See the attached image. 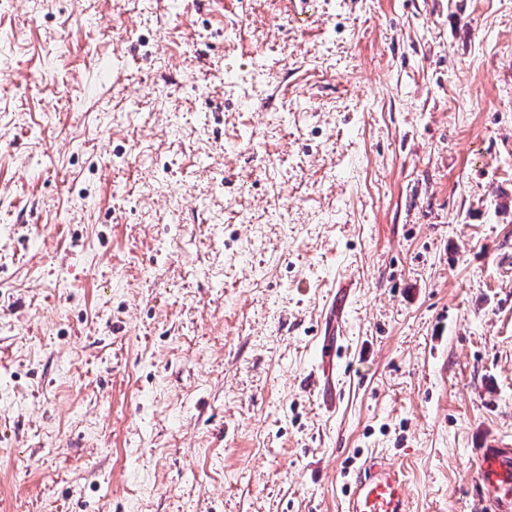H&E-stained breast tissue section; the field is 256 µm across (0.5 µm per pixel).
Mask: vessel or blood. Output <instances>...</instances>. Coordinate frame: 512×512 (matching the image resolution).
Returning a JSON list of instances; mask_svg holds the SVG:
<instances>
[{"label":"vessel or blood","mask_w":512,"mask_h":512,"mask_svg":"<svg viewBox=\"0 0 512 512\" xmlns=\"http://www.w3.org/2000/svg\"><path fill=\"white\" fill-rule=\"evenodd\" d=\"M480 478L493 494L483 501L485 512H512L495 491L512 484V450L493 446L484 453ZM347 512H409L407 484L400 468L381 454L358 466Z\"/></svg>","instance_id":"b4317fda"}]
</instances>
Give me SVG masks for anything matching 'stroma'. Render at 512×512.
Masks as SVG:
<instances>
[{
    "label": "stroma",
    "instance_id": "obj_1",
    "mask_svg": "<svg viewBox=\"0 0 512 512\" xmlns=\"http://www.w3.org/2000/svg\"><path fill=\"white\" fill-rule=\"evenodd\" d=\"M508 442L512 0H0V512H477ZM484 453L480 464V479L498 492L500 487L511 486L512 483V450L492 445ZM347 512H409L400 468L381 454L365 458L357 468Z\"/></svg>",
    "mask_w": 512,
    "mask_h": 512
}]
</instances>
